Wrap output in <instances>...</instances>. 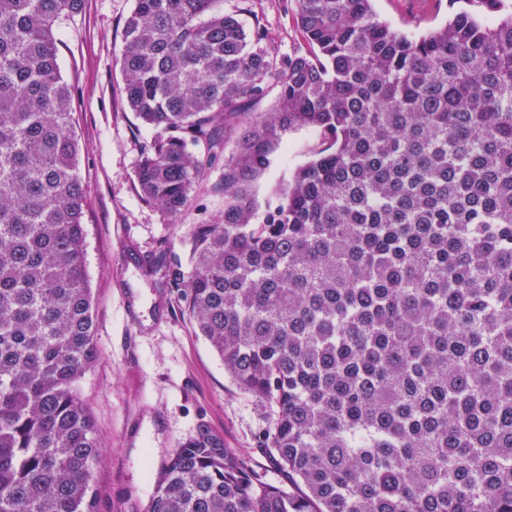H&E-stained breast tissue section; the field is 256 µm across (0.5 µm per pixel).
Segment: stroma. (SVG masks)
I'll use <instances>...</instances> for the list:
<instances>
[{"instance_id": "1", "label": "stroma", "mask_w": 512, "mask_h": 512, "mask_svg": "<svg viewBox=\"0 0 512 512\" xmlns=\"http://www.w3.org/2000/svg\"><path fill=\"white\" fill-rule=\"evenodd\" d=\"M293 8L292 0H258L243 20L266 24L285 54L304 45ZM373 8L380 20L410 36L445 24L452 13L448 0H373ZM132 9L133 0H85L82 12L56 30L86 190L87 275L100 358L81 391L104 453L95 473L97 512H146L153 473L201 426L220 435L248 469L270 482L281 480L268 449L259 445L267 409L225 372L163 271L146 270L162 253L187 261L191 226L223 213L224 170L219 164L208 170L179 217L142 199L135 171L153 132L129 108L119 64ZM324 146L316 129L288 133L270 166L249 184L258 205L273 199Z\"/></svg>"}]
</instances>
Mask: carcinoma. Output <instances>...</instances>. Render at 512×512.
Masks as SVG:
<instances>
[{"mask_svg":"<svg viewBox=\"0 0 512 512\" xmlns=\"http://www.w3.org/2000/svg\"><path fill=\"white\" fill-rule=\"evenodd\" d=\"M84 0H0V512H96L103 453L86 203L55 30ZM410 38L372 0H294L280 53L251 0H135V179L169 217L219 159L224 213L170 265L199 335L267 403L272 484L206 427L148 512H512V9ZM278 88L274 111L249 117ZM329 146L259 207L292 130Z\"/></svg>","mask_w":512,"mask_h":512,"instance_id":"cac0c4a2","label":"carcinoma"}]
</instances>
